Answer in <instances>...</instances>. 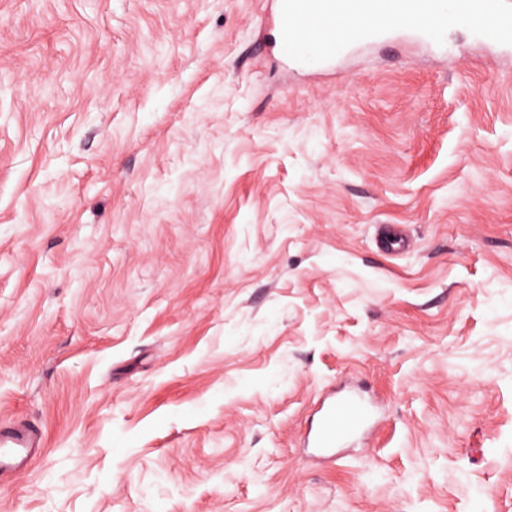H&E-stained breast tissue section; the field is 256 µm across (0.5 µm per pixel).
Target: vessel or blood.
Returning a JSON list of instances; mask_svg holds the SVG:
<instances>
[{"instance_id": "1", "label": "vessel or blood", "mask_w": 512, "mask_h": 512, "mask_svg": "<svg viewBox=\"0 0 512 512\" xmlns=\"http://www.w3.org/2000/svg\"><path fill=\"white\" fill-rule=\"evenodd\" d=\"M272 21L279 51L287 61L323 65L349 48L385 35L398 23L422 37L448 21L467 20L479 36L512 44V11L502 0H275ZM371 409L362 397L348 393L323 404L307 440L329 451L365 428ZM43 445L34 429L0 423V483L26 468Z\"/></svg>"}]
</instances>
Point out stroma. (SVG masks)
I'll list each match as a JSON object with an SVG mask.
<instances>
[{"instance_id":"stroma-1","label":"stroma","mask_w":512,"mask_h":512,"mask_svg":"<svg viewBox=\"0 0 512 512\" xmlns=\"http://www.w3.org/2000/svg\"><path fill=\"white\" fill-rule=\"evenodd\" d=\"M269 9L0 0V512H512V48ZM369 404L352 393L328 401L319 410L307 440L312 448L329 451L337 448L348 436L365 428L370 420ZM44 446L34 429L17 423H0V484L26 468L38 448Z\"/></svg>"}]
</instances>
